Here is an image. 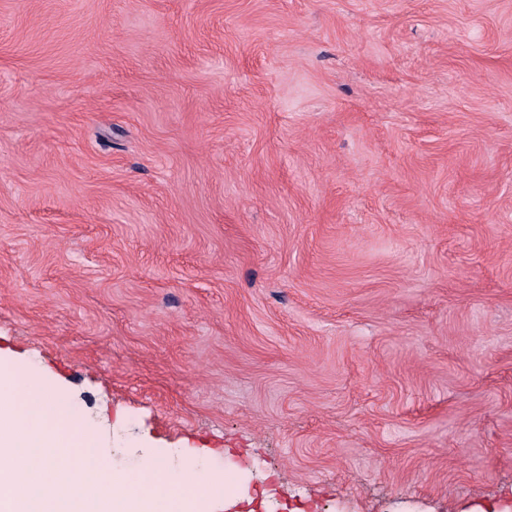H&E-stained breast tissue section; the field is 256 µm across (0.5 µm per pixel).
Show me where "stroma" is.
<instances>
[{"label":"stroma","instance_id":"35a3bbf8","mask_svg":"<svg viewBox=\"0 0 512 512\" xmlns=\"http://www.w3.org/2000/svg\"><path fill=\"white\" fill-rule=\"evenodd\" d=\"M0 350L255 512H501L512 0H0Z\"/></svg>","mask_w":512,"mask_h":512}]
</instances>
